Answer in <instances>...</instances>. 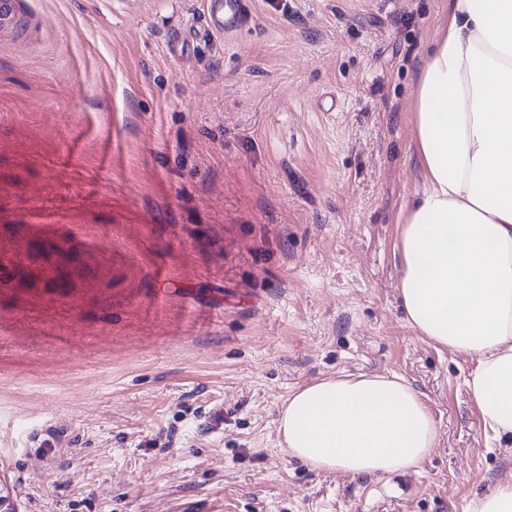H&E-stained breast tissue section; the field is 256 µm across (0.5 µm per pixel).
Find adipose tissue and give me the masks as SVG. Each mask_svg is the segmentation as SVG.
Returning a JSON list of instances; mask_svg holds the SVG:
<instances>
[{
  "instance_id": "adipose-tissue-1",
  "label": "adipose tissue",
  "mask_w": 512,
  "mask_h": 512,
  "mask_svg": "<svg viewBox=\"0 0 512 512\" xmlns=\"http://www.w3.org/2000/svg\"><path fill=\"white\" fill-rule=\"evenodd\" d=\"M423 183L399 221V294L410 326L471 357L470 404L512 443V0H448L413 97ZM278 430L315 469L389 476L437 441L401 376L338 375L293 392Z\"/></svg>"
}]
</instances>
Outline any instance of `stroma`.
<instances>
[{"instance_id": "obj_1", "label": "stroma", "mask_w": 512, "mask_h": 512, "mask_svg": "<svg viewBox=\"0 0 512 512\" xmlns=\"http://www.w3.org/2000/svg\"><path fill=\"white\" fill-rule=\"evenodd\" d=\"M10 0L0 19V486L16 512H469L512 480L399 296L412 102L448 0ZM102 242L83 245L79 229ZM405 378L438 443L388 477L280 412ZM205 34L224 33L242 23L245 0H206Z\"/></svg>"}]
</instances>
